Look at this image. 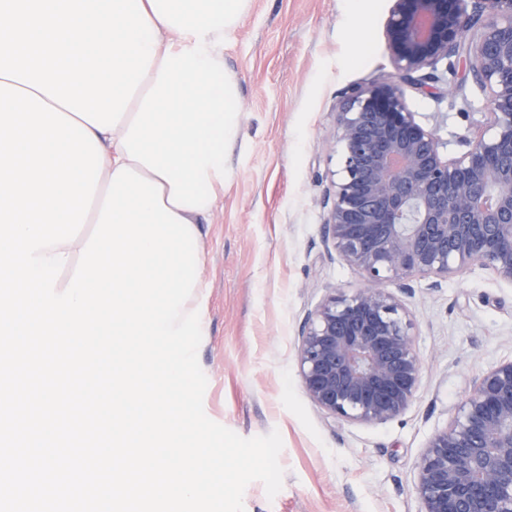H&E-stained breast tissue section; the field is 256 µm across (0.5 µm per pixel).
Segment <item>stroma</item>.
I'll list each match as a JSON object with an SVG mask.
<instances>
[{"label":"stroma","mask_w":512,"mask_h":512,"mask_svg":"<svg viewBox=\"0 0 512 512\" xmlns=\"http://www.w3.org/2000/svg\"><path fill=\"white\" fill-rule=\"evenodd\" d=\"M390 0H252L224 45L239 80L241 133L202 218L206 334L198 361L213 421L249 438L279 431L283 487L244 492L245 512H419L417 466L475 378L512 358V286L473 269L441 287L417 279L401 300L424 365L401 416L376 426L325 415L306 395L296 350L307 313L363 285L323 235L328 172L338 170L336 112L348 87L393 78L385 45ZM369 21L359 33L351 13ZM456 83L407 89L415 119L445 157L487 129V93L465 63Z\"/></svg>","instance_id":"stroma-1"}]
</instances>
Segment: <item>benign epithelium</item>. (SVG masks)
Instances as JSON below:
<instances>
[{"mask_svg":"<svg viewBox=\"0 0 512 512\" xmlns=\"http://www.w3.org/2000/svg\"><path fill=\"white\" fill-rule=\"evenodd\" d=\"M385 41L399 80L350 86L336 113L340 169L324 232L364 286L308 314L297 348L303 389L326 415L378 425L402 415L423 378L399 290L480 268L512 285V0H391ZM467 44L488 91L490 133L445 158L416 122L405 87L455 74ZM445 66V72L439 66ZM420 512H512V359L479 375L417 469Z\"/></svg>","mask_w":512,"mask_h":512,"instance_id":"7a95c632","label":"benign epithelium"}]
</instances>
